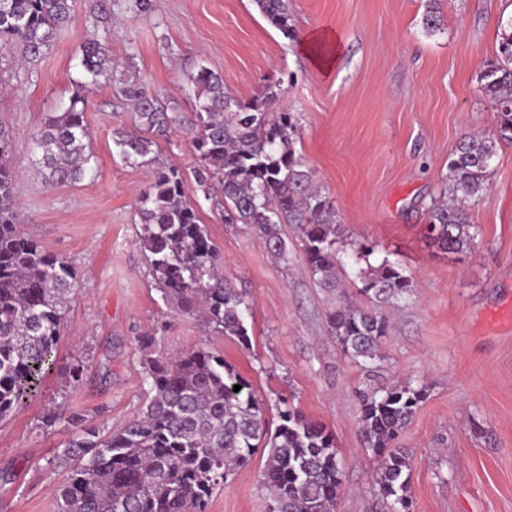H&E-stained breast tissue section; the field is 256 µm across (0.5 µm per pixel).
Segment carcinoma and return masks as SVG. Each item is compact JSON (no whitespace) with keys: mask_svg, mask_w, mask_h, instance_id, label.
<instances>
[{"mask_svg":"<svg viewBox=\"0 0 512 512\" xmlns=\"http://www.w3.org/2000/svg\"><path fill=\"white\" fill-rule=\"evenodd\" d=\"M284 38L296 36L288 0H253ZM75 0H0V53L17 50L34 62L74 11ZM444 26L441 0H426L421 27L429 35ZM83 78L73 81L68 106L48 116L33 135L34 151L51 184L76 182L88 170L86 89L112 81L109 46L88 38L81 46ZM196 89L191 115L170 112L159 95L132 80L117 94L135 116L134 132H120L122 162L138 166L153 152L155 137L181 127L198 161L195 187L180 170L161 165L140 198L139 245L156 286L185 314L201 312L206 325L250 345L246 295L224 277L219 254L201 224L194 196L222 194L224 223L246 224L271 254L286 255L282 225L293 226L314 281L338 288L350 267L360 283L358 304L342 294L326 322L344 354L357 361L377 357L389 322L380 309L410 299L412 280L396 262L368 261L374 247L349 240L336 208L315 183L297 149L299 126L291 112H271L279 85L261 99L242 102L224 88L222 76L200 67L189 76ZM478 91L497 112L490 135L464 137L448 156L444 189L426 208V237L441 251L463 259L481 228L464 203L488 198L500 144H512V21L500 32L496 55L477 75ZM12 145L0 128V419L19 409L54 362L66 308L78 288L74 265L47 251L17 225V175ZM156 333L139 337L149 385L139 414L116 432L87 429L84 416L54 414L74 428L65 448L49 462L68 467L55 490L59 512H208L227 478L268 449L261 471L268 512H335L345 487L336 442L323 425L281 401L278 421L224 356L199 348L174 359L156 353ZM241 389L233 391V386ZM424 387L407 382L367 396L361 433L374 454L372 481L384 512H411V457L391 442L424 401Z\"/></svg>","mask_w":512,"mask_h":512,"instance_id":"obj_1","label":"carcinoma"}]
</instances>
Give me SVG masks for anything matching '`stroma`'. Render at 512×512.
<instances>
[{
    "label": "stroma",
    "mask_w": 512,
    "mask_h": 512,
    "mask_svg": "<svg viewBox=\"0 0 512 512\" xmlns=\"http://www.w3.org/2000/svg\"><path fill=\"white\" fill-rule=\"evenodd\" d=\"M99 1L107 15L97 23ZM424 2L290 0L292 41L253 0H149L145 11L139 0H76L38 62L0 56V128L13 145L20 228L79 273L53 366L25 405L0 421V473L14 476L0 492V512H58L59 474L48 462L72 428L48 423V415L77 411L110 431L135 416L148 390L139 336L154 328L164 355L222 352L265 400L268 417L285 399L333 434L346 484L335 512H379L361 397L408 381L427 391L394 442L411 454L415 512H512V145L497 154L488 201L469 209L481 227L471 256L455 260L425 238L426 207L449 153L462 136L496 126L477 74L512 20V0H442L444 26L433 36L420 26ZM314 29L334 31L342 44L327 74L300 50V37ZM91 37L110 46L115 77H135L176 112L191 111L188 78L202 66L244 101L280 83L269 109L296 116L297 148L345 235L371 241V263L389 258L413 281L412 301L387 311L390 333L374 361L356 364L331 335L326 311L335 298L314 282L292 226L277 260L209 201L198 215L226 277L247 295L250 346L163 300L138 243L139 195L155 164L131 167L117 155L114 139L131 120L112 86L87 94L90 171L76 184L45 180L32 136L68 105L81 76L80 45ZM155 157L193 181L197 161L182 129L158 137ZM78 361L86 371L73 387L69 370ZM266 455L257 450L230 475L209 512H267Z\"/></svg>",
    "instance_id": "obj_1"
}]
</instances>
